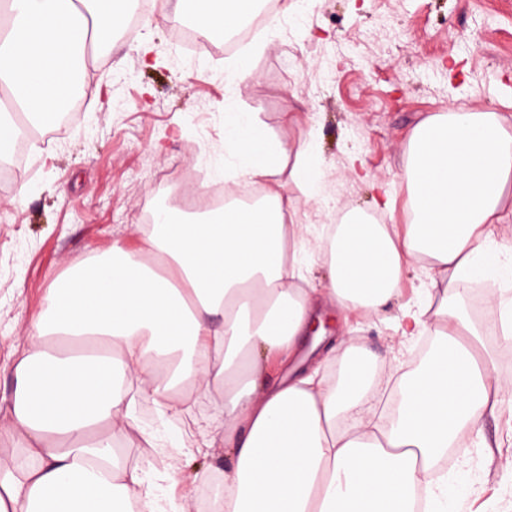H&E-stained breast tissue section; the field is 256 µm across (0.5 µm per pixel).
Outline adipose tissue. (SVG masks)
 Returning a JSON list of instances; mask_svg holds the SVG:
<instances>
[{
    "label": "adipose tissue",
    "instance_id": "ef3b65f1",
    "mask_svg": "<svg viewBox=\"0 0 512 512\" xmlns=\"http://www.w3.org/2000/svg\"><path fill=\"white\" fill-rule=\"evenodd\" d=\"M201 33L248 18L259 0H190ZM130 0H0V93L25 122L0 113V161L29 138L75 87L87 42L121 30ZM225 144L242 156L240 186L280 169L283 149L254 124L232 118ZM408 221L353 216L320 248L330 286L305 287L306 225L287 201L221 213L160 208L138 249L70 267L50 284L33 334L14 368L10 411L19 452L0 458V512H187L161 497L158 480L128 472L101 426L118 418L119 376L172 407L188 387H224L221 512H414L424 487L441 501L434 466L461 434H481L504 402L493 391L492 354L448 293L489 266L512 277V246L499 244L512 185V129L497 112H437L415 126L405 170ZM426 263L421 300L404 307L406 336L431 330L438 348L400 381L391 423L369 398L389 369L356 345L325 348L327 308L384 312L402 272ZM286 362L264 384L267 363Z\"/></svg>",
    "mask_w": 512,
    "mask_h": 512
}]
</instances>
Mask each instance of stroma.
Masks as SVG:
<instances>
[{"mask_svg":"<svg viewBox=\"0 0 512 512\" xmlns=\"http://www.w3.org/2000/svg\"><path fill=\"white\" fill-rule=\"evenodd\" d=\"M271 27L234 56H196L177 42L175 0L153 8L135 39L117 34L88 52L83 114L45 130L27 169L0 184V454L14 452L9 406L12 367L31 333L30 320L53 278L74 263L109 252L114 242H143L141 216L166 203L200 205L204 189L179 182L188 165L215 172L224 164V123L234 113L262 126L286 150L281 173L265 186L295 206L309 228L303 252L307 287L324 288L329 261L319 240L357 211L389 224L407 221L404 170L411 130L435 112H498L512 127V0H282ZM484 14L497 23L485 28ZM149 56H142V48ZM294 68L281 64L283 56ZM251 76L231 86L239 64ZM314 138L319 204L292 179L297 148ZM394 200L381 208V194ZM427 284L424 265L406 268L401 293L380 316L349 314L335 335L405 367L419 344L397 327L402 306ZM110 434L144 478L174 474L176 493L194 494L204 472L223 473L224 391L186 395L166 408L135 395L119 405ZM181 432L180 450L157 439ZM465 452L447 463L442 512H512V417L484 424Z\"/></svg>","mask_w":512,"mask_h":512,"instance_id":"stroma-1","label":"stroma"}]
</instances>
